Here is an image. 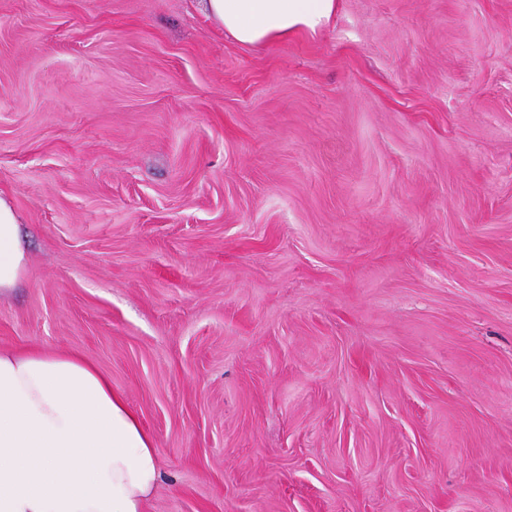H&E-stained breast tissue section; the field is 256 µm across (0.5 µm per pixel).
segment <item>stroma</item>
Wrapping results in <instances>:
<instances>
[{
	"instance_id": "stroma-1",
	"label": "stroma",
	"mask_w": 512,
	"mask_h": 512,
	"mask_svg": "<svg viewBox=\"0 0 512 512\" xmlns=\"http://www.w3.org/2000/svg\"><path fill=\"white\" fill-rule=\"evenodd\" d=\"M0 347L85 354L146 512H512V0H0ZM208 18L243 46L298 34L315 35L333 18L338 0H202ZM19 224L13 206L0 197V297L16 288L28 265Z\"/></svg>"
}]
</instances>
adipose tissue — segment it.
I'll list each match as a JSON object with an SVG mask.
<instances>
[{"label":"adipose tissue","mask_w":512,"mask_h":512,"mask_svg":"<svg viewBox=\"0 0 512 512\" xmlns=\"http://www.w3.org/2000/svg\"><path fill=\"white\" fill-rule=\"evenodd\" d=\"M208 18L243 46L319 33L339 0H205ZM28 256L0 198V296ZM161 479L152 435L83 354L0 349V512H144Z\"/></svg>","instance_id":"1"}]
</instances>
